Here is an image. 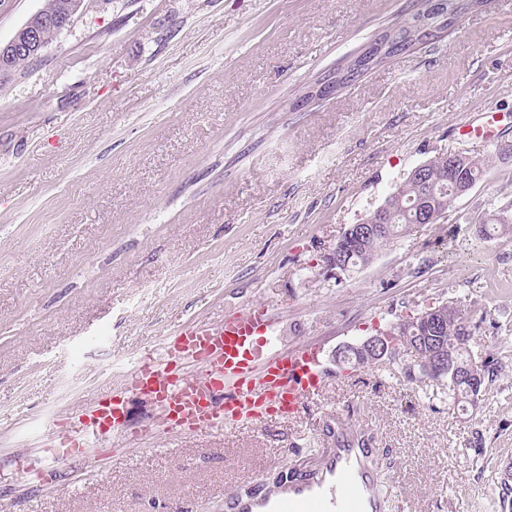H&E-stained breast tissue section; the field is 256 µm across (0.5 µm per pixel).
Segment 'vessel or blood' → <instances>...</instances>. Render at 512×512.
Returning <instances> with one entry per match:
<instances>
[{
	"label": "vessel or blood",
	"instance_id": "vessel-or-blood-1",
	"mask_svg": "<svg viewBox=\"0 0 512 512\" xmlns=\"http://www.w3.org/2000/svg\"><path fill=\"white\" fill-rule=\"evenodd\" d=\"M274 332L261 307L215 325H183L167 338L165 359L143 356L126 387L151 397L182 433L256 423L271 411L295 415L303 400L321 392L325 375L314 349L255 347V336ZM89 420L88 434L66 440L69 452L81 451L103 428H119L118 402L99 404ZM322 435L326 447L312 466L273 487L236 493L226 501L229 512H387L389 494L378 481L368 431L327 412Z\"/></svg>",
	"mask_w": 512,
	"mask_h": 512
}]
</instances>
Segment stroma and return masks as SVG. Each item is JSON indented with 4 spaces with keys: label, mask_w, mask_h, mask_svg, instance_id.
Segmentation results:
<instances>
[{
    "label": "stroma",
    "mask_w": 512,
    "mask_h": 512,
    "mask_svg": "<svg viewBox=\"0 0 512 512\" xmlns=\"http://www.w3.org/2000/svg\"><path fill=\"white\" fill-rule=\"evenodd\" d=\"M410 0H83L28 66L0 77V512H224L319 457V419H364L392 512H502L512 365L477 404L449 405L400 365L336 351L402 317L476 300L482 355L512 348V0L440 41L304 96ZM488 158L447 219L416 224L336 280L322 255L417 166ZM277 344L313 347L325 389L296 415L181 434L124 390L193 321L254 304ZM123 431L56 456L73 413L108 392Z\"/></svg>",
    "instance_id": "1"
}]
</instances>
